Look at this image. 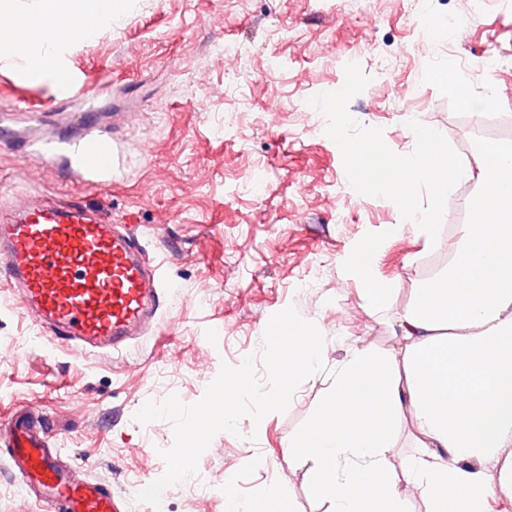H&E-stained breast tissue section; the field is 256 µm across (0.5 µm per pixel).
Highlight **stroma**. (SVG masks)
Instances as JSON below:
<instances>
[{
  "mask_svg": "<svg viewBox=\"0 0 512 512\" xmlns=\"http://www.w3.org/2000/svg\"><path fill=\"white\" fill-rule=\"evenodd\" d=\"M59 64L62 89L0 52V206L30 187L27 136L74 139L93 125L144 145L111 187L48 169L38 186L143 226L168 311L107 357L55 346L0 286V421L31 409L71 468L111 482L122 512H153L134 497L164 474L146 453L172 445L173 425L139 424L136 412L172 394L196 403L222 365L249 357L265 376L272 315L292 306L314 323L326 368L366 343L395 346L399 313L434 276L426 262L447 255L479 184L437 203L420 194L421 208H439L443 239L429 248L388 197L354 192L347 147L373 137L384 152L417 153L416 121L474 164L498 140L494 121L512 126V0H126L120 22L64 46ZM26 98L38 117L18 108ZM367 240L381 245L377 275L400 282L376 308L345 267ZM318 266L315 288L299 290ZM326 394L322 371L286 412L215 435L165 512H225V487L254 501L274 484L287 486L292 512H327L311 463L287 450Z\"/></svg>",
  "mask_w": 512,
  "mask_h": 512,
  "instance_id": "1",
  "label": "stroma"
}]
</instances>
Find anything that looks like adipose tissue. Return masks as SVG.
Instances as JSON below:
<instances>
[{
  "mask_svg": "<svg viewBox=\"0 0 512 512\" xmlns=\"http://www.w3.org/2000/svg\"><path fill=\"white\" fill-rule=\"evenodd\" d=\"M122 0H0V16L15 18L0 49L57 84L67 77L55 48L112 25ZM418 157L387 154L376 140L351 145L353 188L390 196L427 241L439 227L419 211L421 189L439 193L478 180L512 190V144H490L476 167L451 161L448 145L412 124ZM460 225L448 269L414 290L397 323V347L381 354L353 348L332 374L325 401L288 440L315 465L313 487L331 512H408L407 497L390 474L394 439L404 425L416 434L405 464L407 481L425 512H512V207L483 196ZM375 242L361 243L349 268L370 305L384 303L398 282L378 278Z\"/></svg>",
  "mask_w": 512,
  "mask_h": 512,
  "instance_id": "adipose-tissue-1",
  "label": "adipose tissue"
}]
</instances>
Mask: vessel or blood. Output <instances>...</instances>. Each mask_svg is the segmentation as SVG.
Here are the masks:
<instances>
[{
    "mask_svg": "<svg viewBox=\"0 0 512 512\" xmlns=\"http://www.w3.org/2000/svg\"><path fill=\"white\" fill-rule=\"evenodd\" d=\"M125 152L124 144L99 134L26 147L41 166L64 167L78 181L104 188ZM0 269L26 314L88 350L122 351L157 322L163 307L165 281L159 266L143 259L136 225L39 191L0 210ZM44 436L16 411L0 433L10 467L35 503L47 512H119L111 486L73 477Z\"/></svg>",
    "mask_w": 512,
    "mask_h": 512,
    "instance_id": "obj_1",
    "label": "vessel or blood"
}]
</instances>
